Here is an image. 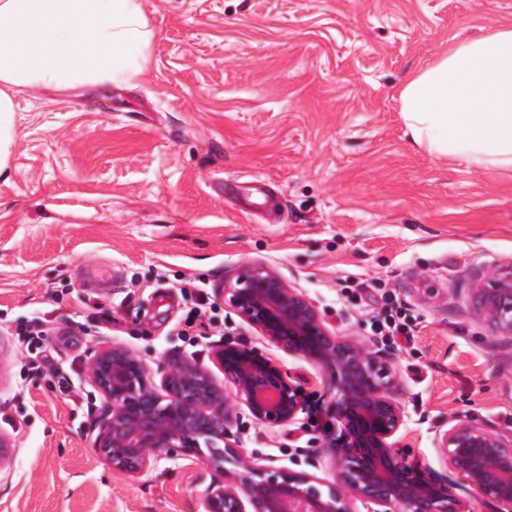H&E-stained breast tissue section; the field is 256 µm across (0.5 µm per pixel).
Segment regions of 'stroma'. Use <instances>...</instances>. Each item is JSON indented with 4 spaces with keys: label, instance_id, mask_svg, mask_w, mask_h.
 Listing matches in <instances>:
<instances>
[{
    "label": "stroma",
    "instance_id": "1",
    "mask_svg": "<svg viewBox=\"0 0 512 512\" xmlns=\"http://www.w3.org/2000/svg\"><path fill=\"white\" fill-rule=\"evenodd\" d=\"M143 8L153 39L134 82L15 96L0 175V431L13 443L0 512H204L205 458L177 448L130 476L95 448L107 402L84 364L105 342L155 375L173 358L210 365L224 341L258 351L323 422L268 427L243 410L233 439L272 469L333 480L326 385L224 302L249 263L393 361L409 413L393 455L447 480L467 512H496L451 476L436 436L455 417L512 432V337L492 335L469 297L483 269L512 261V171L415 146L399 91L457 41L512 26V0ZM197 285L210 321L178 334ZM387 308L411 315L409 339L377 334ZM37 316L77 331L51 367L27 357Z\"/></svg>",
    "mask_w": 512,
    "mask_h": 512
}]
</instances>
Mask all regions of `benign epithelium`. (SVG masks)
Here are the masks:
<instances>
[{
	"label": "benign epithelium",
	"instance_id": "obj_1",
	"mask_svg": "<svg viewBox=\"0 0 512 512\" xmlns=\"http://www.w3.org/2000/svg\"><path fill=\"white\" fill-rule=\"evenodd\" d=\"M224 301L267 342L311 365L327 381L342 430L326 438L335 479L271 470L246 458L228 427L245 409L272 427L297 423L294 389L269 360L233 343L215 346V378L201 363L173 360L156 382L147 364L107 345L86 363L90 381L109 403L95 447L116 470L135 475L173 448L202 453L219 473L205 512H466L434 478L415 475L387 441L406 423L400 375L362 341L336 333L311 299L261 263L224 282ZM470 301L497 336H512V264L492 270ZM448 469L464 485L512 512V432L455 418L439 434ZM231 464L234 469L225 467Z\"/></svg>",
	"mask_w": 512,
	"mask_h": 512
}]
</instances>
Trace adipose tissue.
Listing matches in <instances>:
<instances>
[{
  "instance_id": "ef3b65f1",
  "label": "adipose tissue",
  "mask_w": 512,
  "mask_h": 512,
  "mask_svg": "<svg viewBox=\"0 0 512 512\" xmlns=\"http://www.w3.org/2000/svg\"><path fill=\"white\" fill-rule=\"evenodd\" d=\"M152 37L142 0H0V170L18 91L130 81ZM399 100L417 146L484 170L512 168V27L458 42L410 76Z\"/></svg>"
}]
</instances>
